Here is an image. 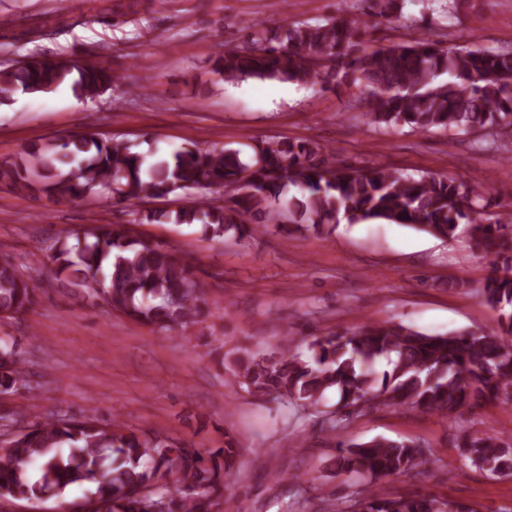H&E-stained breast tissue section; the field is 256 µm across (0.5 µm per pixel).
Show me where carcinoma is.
I'll return each mask as SVG.
<instances>
[{"label":"carcinoma","instance_id":"1","mask_svg":"<svg viewBox=\"0 0 512 512\" xmlns=\"http://www.w3.org/2000/svg\"><path fill=\"white\" fill-rule=\"evenodd\" d=\"M357 16L274 28L254 22L246 45L218 51L214 73L226 82L249 78L355 88L376 126L415 130L512 129V48L445 49L432 37L366 45L371 18L387 22L406 0H359ZM112 70L79 65L58 55H29L0 64V105L17 91L50 93L63 85L79 98L112 90ZM0 186L72 201L102 193L126 207L181 190L203 192L177 210L136 212L139 224H200L211 237L250 238L270 227L288 235L384 220L441 239L460 234L491 265L480 289L495 312L481 332L427 334L402 324L365 325L314 337L305 359L283 336L268 355L240 348L227 360L228 383L263 398L315 408L336 393L324 412L331 430L352 415L401 407L448 416L492 399L512 403V214L487 212L480 195L468 196L455 179L377 166H338L305 141L266 143L249 157L233 149L196 145L170 155H143L121 141L74 136L50 142L14 162L0 163ZM231 189L230 199L208 196ZM59 239L48 260L79 296L135 322L175 331L192 324L209 304L203 278L173 248L134 234L125 224H98ZM38 275L0 262V311L31 309ZM31 390L18 342L0 339V394ZM0 452V499L63 496L74 484L97 512H215L230 494L225 476L239 449L196 447L168 435L138 433L119 423L83 416L43 418L9 440ZM338 472L370 484L357 499L325 500L326 512H477L436 496H390L372 483L410 475L437 460L416 440L376 437L336 440ZM456 448L465 463L491 477L512 476V442L466 432ZM183 487L168 494V484Z\"/></svg>","mask_w":512,"mask_h":512}]
</instances>
